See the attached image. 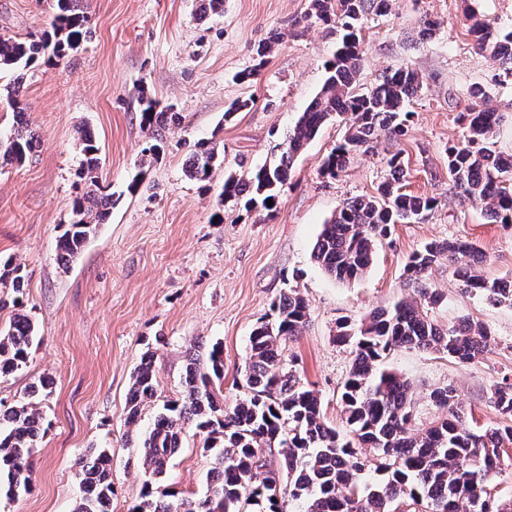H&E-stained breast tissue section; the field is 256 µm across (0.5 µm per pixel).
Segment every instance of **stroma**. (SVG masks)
<instances>
[{
  "instance_id": "stroma-1",
  "label": "stroma",
  "mask_w": 512,
  "mask_h": 512,
  "mask_svg": "<svg viewBox=\"0 0 512 512\" xmlns=\"http://www.w3.org/2000/svg\"><path fill=\"white\" fill-rule=\"evenodd\" d=\"M309 3L224 0L223 13L206 14L199 0H80L90 32L78 51L29 70L24 99L39 144L24 164L0 167V259L26 276L22 312L38 340L27 365L0 379V412L31 402L45 432L32 450L30 491L0 498V512H72L80 495L78 460L94 448L111 455L112 512H128L144 480L139 441L164 404L181 398L190 349L222 343L224 394L238 396L234 380L248 337L286 288L300 289L310 318L287 342L283 359L319 393L326 421L341 431L339 395L353 355L337 341L338 326L413 298L404 274L410 255L432 240L467 239L485 255L484 278L512 280V228L493 223L450 189L446 153L463 138L457 116L468 104L467 87L478 82L501 117L497 146L512 154V82L492 84L496 64L474 50L464 18L472 5L491 23L511 27L512 0H397L390 14L368 17L360 87L404 66L423 81L406 136L380 138L331 179L320 173L322 159L345 132L341 120L331 121L295 157L275 212L249 213L221 200L225 174L279 159L286 133L325 81L337 35L307 20ZM51 14L52 0H0V37L41 31ZM426 15L440 28L422 42L417 30ZM275 30L283 37L259 76L237 81ZM143 89L182 114L163 130L164 153L146 170L142 150L154 133L141 122ZM244 99L246 109L229 113L231 103ZM85 127L96 134L97 175L114 204L108 221L65 264L56 242L83 186L76 144ZM199 142L215 143L224 155L205 184L186 174ZM395 154L409 171L405 191L434 196L437 206L422 221L395 225L363 278L336 282L311 259L321 227L344 201L375 194ZM429 279L442 295L429 317L443 327L481 323L492 344L470 363L409 348L390 356L388 368L413 386L415 428L435 420L429 394L447 384L455 386L469 427L503 425L493 391L512 378V307L463 293L447 261L436 263ZM148 352L158 392L130 426L132 375ZM41 376L52 379V391L30 398L29 386ZM203 443L186 425L162 486L182 497L203 496L212 467Z\"/></svg>"
}]
</instances>
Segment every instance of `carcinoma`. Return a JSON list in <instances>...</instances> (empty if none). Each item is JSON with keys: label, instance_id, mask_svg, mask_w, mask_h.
Instances as JSON below:
<instances>
[{"label": "carcinoma", "instance_id": "obj_1", "mask_svg": "<svg viewBox=\"0 0 512 512\" xmlns=\"http://www.w3.org/2000/svg\"><path fill=\"white\" fill-rule=\"evenodd\" d=\"M395 0H310L307 17L345 31L327 64L328 76L316 96L300 113L284 140L278 161L264 164L238 177H224L222 197L244 201L248 212L269 213L288 184L294 157L329 121H345L341 143L322 162L321 174L334 178L357 153H364L382 135L398 136L423 82L412 68L387 72L367 90L356 84L362 53V20L385 16ZM50 26L24 39L0 37V74H11L3 86L13 122L10 133L0 134V166L21 165L31 156L38 137L26 119L23 86L27 71L43 60H62L76 51L89 33V19L77 0H53ZM475 47L498 62L496 83L512 79V30H500L472 13L466 16ZM282 34L274 31L257 50V63L239 74L247 82L259 75L272 47ZM471 107L459 114L465 135L448 146V184L463 200L480 206L497 224L512 227V154L495 148L499 123L487 107L485 88L468 89ZM144 124L163 128L181 120L175 105H163L140 91ZM84 191L72 205V220L57 240L61 259L70 260L105 223L112 194L98 180L99 146L90 128L80 137ZM222 163L214 147L198 143L189 158L188 176L210 179ZM390 177L377 194L344 202L322 225L311 258L337 282L362 278L370 268L379 242L397 224L423 219L437 205L435 197L403 191L407 169L396 156L387 161ZM446 258L462 290L497 305L512 307V288L488 281L479 267L483 254L466 239L432 240L408 259L404 273L417 298L400 300L358 323L339 325L336 340L353 344L354 359L340 395L348 434L324 420L323 403L307 388L297 372L283 363L282 345L308 323L310 305L296 288H288L270 304L249 336L248 353L240 370L244 395L227 400L223 395L224 348L212 344L204 355L187 360L181 399L164 405L141 442L145 479L139 503L132 512H512V499L496 503L488 495V476L512 461V426L474 431L465 424V410L456 389L448 384L433 389L429 398L438 411L433 425H412L413 391L408 380L386 367V359L400 348L443 353L471 362L491 344L490 333L462 321L443 328L428 316L439 302L429 284L433 265ZM0 288L12 290V307L23 306L24 277L20 267L0 264ZM37 338L35 324L24 314L12 316L0 330V375L27 365ZM157 379L153 355H145L132 376L128 423L133 425L144 402L155 397ZM501 416L512 418V380L494 388ZM39 413L22 403L0 416V494L7 499L29 490L33 442L41 432ZM195 424L206 434L208 449H217L213 477L202 498L177 496L160 485L171 458L182 444L184 425ZM277 449L280 469L267 464L266 453ZM369 449L376 459L375 481L363 480ZM81 495L73 512H112V464L104 450L79 462Z\"/></svg>", "mask_w": 512, "mask_h": 512}]
</instances>
